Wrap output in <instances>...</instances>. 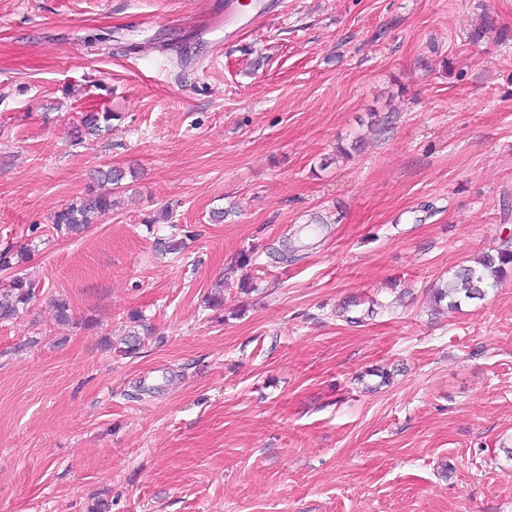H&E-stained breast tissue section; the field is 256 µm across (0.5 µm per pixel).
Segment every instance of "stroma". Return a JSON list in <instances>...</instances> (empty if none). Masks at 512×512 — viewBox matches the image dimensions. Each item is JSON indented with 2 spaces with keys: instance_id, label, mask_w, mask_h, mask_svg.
<instances>
[{
  "instance_id": "35a3bbf8",
  "label": "stroma",
  "mask_w": 512,
  "mask_h": 512,
  "mask_svg": "<svg viewBox=\"0 0 512 512\" xmlns=\"http://www.w3.org/2000/svg\"><path fill=\"white\" fill-rule=\"evenodd\" d=\"M263 3L0 0V512H512V0ZM115 115L110 111L102 112H86L82 114L80 119V125L75 127L74 136L76 139L75 144H81L83 136H97L100 137L103 131L109 130L112 117ZM112 192L110 195L87 194L79 197L55 215L54 225L57 231L77 233L88 224H94L102 215L112 211ZM475 260L457 271L446 288L436 291V303L448 300V308L455 309L462 302L483 299L488 289L497 284L512 267V242L484 252ZM15 293L8 297L0 296V319H8L16 314L20 306L26 305L31 299V283L19 278L15 282Z\"/></svg>"
}]
</instances>
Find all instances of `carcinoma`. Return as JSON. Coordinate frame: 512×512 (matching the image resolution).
Returning <instances> with one entry per match:
<instances>
[{"mask_svg":"<svg viewBox=\"0 0 512 512\" xmlns=\"http://www.w3.org/2000/svg\"><path fill=\"white\" fill-rule=\"evenodd\" d=\"M114 114L110 111L86 112L82 114L80 125L75 127L76 143H82L85 135L101 136L110 129ZM112 196L87 194L79 197L55 215L54 225L58 231L77 233L88 224H93L102 215L112 211ZM512 267V242L498 246L476 258L473 264L462 267L455 273L446 287L436 291L435 302H447L451 309L461 303L481 300L489 288L507 274ZM32 297L31 283L19 278L15 282V293L0 296V319H8L16 314L19 307L26 305Z\"/></svg>","mask_w":512,"mask_h":512,"instance_id":"obj_1","label":"carcinoma"}]
</instances>
